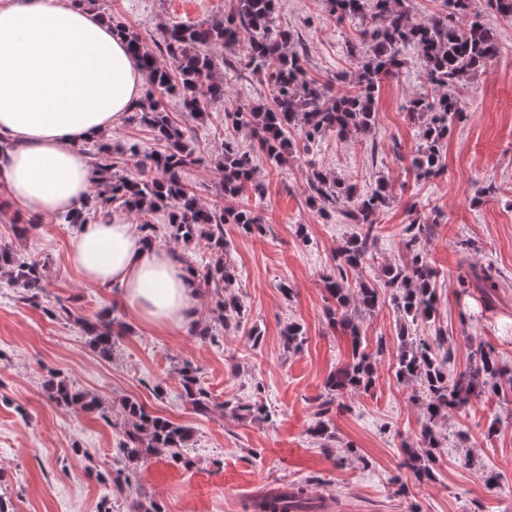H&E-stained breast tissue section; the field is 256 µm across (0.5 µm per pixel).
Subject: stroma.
I'll list each match as a JSON object with an SVG mask.
<instances>
[{
    "instance_id": "obj_1",
    "label": "stroma",
    "mask_w": 512,
    "mask_h": 512,
    "mask_svg": "<svg viewBox=\"0 0 512 512\" xmlns=\"http://www.w3.org/2000/svg\"><path fill=\"white\" fill-rule=\"evenodd\" d=\"M102 12L152 42L163 24L196 23L228 14L235 0H99ZM274 28L294 33L309 77L334 82L354 64L345 43L355 35L351 21L336 22L322 0H277ZM498 57L460 90L465 117L444 144L442 173L417 179L410 158L419 144L420 121L408 112L410 99L430 92L417 49L406 45L397 79L383 83L375 125L366 136L333 135L294 153L286 166H272L247 131L228 133L224 111L237 103H266L267 85L248 69L224 67L242 58V47H215L221 59L215 76L224 101L209 105L199 122L180 99L165 98L174 122L187 129L203 158L183 174L202 202L215 199L222 175L215 161L226 137L255 152L258 187L243 201L262 220L263 235L237 225L224 227L226 260L236 275L235 293L245 308L240 327L223 325L211 313L213 287L201 286L200 339L190 326L156 328L139 320L118 289L85 282L68 259L76 226L49 219L18 238L16 209L0 207V246L28 256L48 257L46 293L39 303L0 275V506L5 512H132L138 502H157L163 512H244L253 496L294 482L307 483L317 512H512V397H472L465 409L440 426L436 478L415 482L400 468L403 442L417 443L420 409L413 384L399 381L393 367L401 328L411 336H445L448 372L471 367L472 351L493 348L512 370V25L498 23ZM353 184L358 196L383 183L390 204L380 217L363 268L347 273L355 290L376 287L382 305L357 322L376 366L369 391L339 396L329 413L330 439L310 436L328 374L350 359L343 330L329 326L324 277L335 266L338 246L359 231L338 213L323 217L307 203L311 168ZM431 224L420 244L437 269L433 283L435 321L404 323L385 284L383 269L405 260L404 229L412 219ZM491 268L496 295L486 299L473 284L459 285L462 258ZM291 296H284L281 285ZM66 300L74 321L52 318ZM122 324L111 357L94 352L79 318L102 312ZM291 323L306 339L298 350L282 337ZM261 334L251 347L248 330ZM192 364L216 406L197 414L184 398L180 370ZM65 377L74 389L100 401L98 412L53 403L44 383ZM154 415L190 427L193 443L183 461L160 454L128 462L119 441L126 428L125 399ZM261 401L271 420H238L224 401ZM497 475L495 485L486 476Z\"/></svg>"
}]
</instances>
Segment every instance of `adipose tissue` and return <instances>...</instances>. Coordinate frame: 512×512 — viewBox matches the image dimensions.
<instances>
[{
  "label": "adipose tissue",
  "instance_id": "adipose-tissue-1",
  "mask_svg": "<svg viewBox=\"0 0 512 512\" xmlns=\"http://www.w3.org/2000/svg\"><path fill=\"white\" fill-rule=\"evenodd\" d=\"M144 78L125 40L82 0H0V193L39 222L78 209L93 180L83 144L139 104ZM69 259L153 326L196 319L197 282L126 213L82 225Z\"/></svg>",
  "mask_w": 512,
  "mask_h": 512
}]
</instances>
